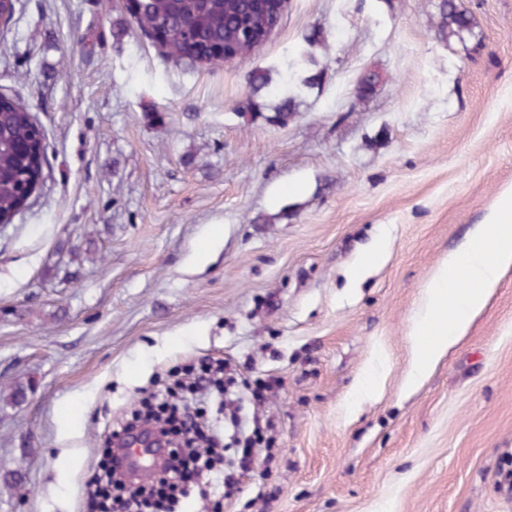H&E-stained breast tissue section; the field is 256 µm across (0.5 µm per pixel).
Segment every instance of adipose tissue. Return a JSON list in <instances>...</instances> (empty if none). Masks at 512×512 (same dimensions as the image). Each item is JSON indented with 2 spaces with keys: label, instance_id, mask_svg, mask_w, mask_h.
Instances as JSON below:
<instances>
[{
  "label": "adipose tissue",
  "instance_id": "1",
  "mask_svg": "<svg viewBox=\"0 0 512 512\" xmlns=\"http://www.w3.org/2000/svg\"><path fill=\"white\" fill-rule=\"evenodd\" d=\"M512 267V188L497 197L485 224L471 243L449 254L439 265L425 298L411 318L418 336L416 355L406 379L415 389L427 376L436 358L468 326L486 304L502 273Z\"/></svg>",
  "mask_w": 512,
  "mask_h": 512
}]
</instances>
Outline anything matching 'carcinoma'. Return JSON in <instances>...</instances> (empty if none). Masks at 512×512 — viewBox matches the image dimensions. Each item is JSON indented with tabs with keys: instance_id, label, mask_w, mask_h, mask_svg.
<instances>
[{
	"instance_id": "obj_1",
	"label": "carcinoma",
	"mask_w": 512,
	"mask_h": 512,
	"mask_svg": "<svg viewBox=\"0 0 512 512\" xmlns=\"http://www.w3.org/2000/svg\"><path fill=\"white\" fill-rule=\"evenodd\" d=\"M436 33L450 44L464 42L472 33L470 16L457 0H439ZM129 21L141 35L155 34L163 41L157 53L179 64L197 68L196 57L205 55L212 64H221L224 47L234 48L241 56L255 52L246 38L242 23L253 29L268 30L277 20L258 0H136L135 16ZM252 96L248 105L260 104L254 96L262 94L278 100L269 122L285 125L294 112L289 86L273 87L266 70L251 74ZM49 145L37 139L29 108L6 94L0 95V217H13L27 204L32 191L39 189L48 166Z\"/></svg>"
}]
</instances>
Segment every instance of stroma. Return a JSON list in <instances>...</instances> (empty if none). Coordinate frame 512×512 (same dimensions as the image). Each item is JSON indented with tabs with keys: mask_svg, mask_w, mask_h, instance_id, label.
<instances>
[{
	"mask_svg": "<svg viewBox=\"0 0 512 512\" xmlns=\"http://www.w3.org/2000/svg\"><path fill=\"white\" fill-rule=\"evenodd\" d=\"M461 3L448 44L437 0H289L251 57L189 69L116 0H18L0 92L49 168L0 227V512H85L111 423L205 355L283 380L277 468L224 512L262 487L265 512H512V268L404 388L434 269L512 188V0ZM306 48L287 125L242 109L254 67L280 83ZM437 9L438 38L448 44L456 41L464 42L466 35L472 33L473 24L470 16L461 9L456 0H440Z\"/></svg>",
	"mask_w": 512,
	"mask_h": 512,
	"instance_id": "stroma-1",
	"label": "stroma"
}]
</instances>
